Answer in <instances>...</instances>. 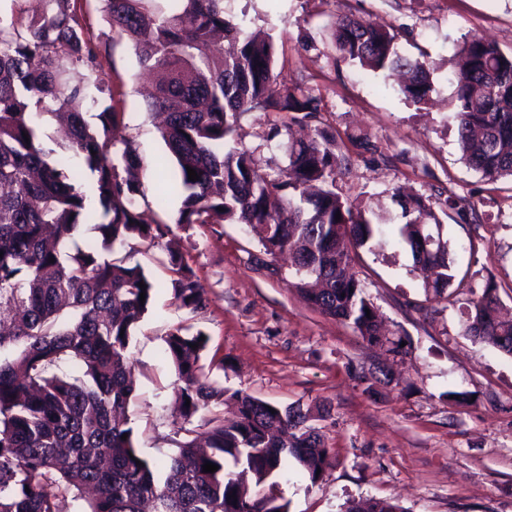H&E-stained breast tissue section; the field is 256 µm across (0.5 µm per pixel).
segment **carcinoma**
<instances>
[{"mask_svg": "<svg viewBox=\"0 0 512 512\" xmlns=\"http://www.w3.org/2000/svg\"><path fill=\"white\" fill-rule=\"evenodd\" d=\"M44 2L38 16L0 18V512H61L67 496L84 501L81 512H290L275 478L295 465L318 480L332 449L307 425L311 410L229 394L212 381L200 364L208 346L201 331L172 329L164 353L182 383L181 418L206 415L205 431L184 430L160 466L137 445L130 343L156 285L131 255L114 253L165 231L130 177L144 161L122 134L120 108L98 96L99 53L84 38L76 0ZM104 2L112 33L132 41L140 66L161 74L146 111L164 115L160 135L175 165L156 205L175 190L183 195L177 223L244 226L270 261L290 257L289 286L307 304L366 344L399 352L402 339L352 272L354 256L384 248L396 222L412 269L427 273L424 291L442 296L455 274L448 241L433 231L450 211L457 224H478L483 214L452 193L438 212L433 195L398 186L393 215L337 192L351 158L372 157L379 146L321 125V97L279 81L273 36L233 22L224 0ZM332 36L343 60L397 80L410 102L425 104L436 91L427 61L404 52L390 30L345 15ZM456 56L450 118L462 158L490 182L512 179V53L473 37ZM75 66L87 71L81 85L68 79ZM86 100L99 106L94 127ZM56 110L67 112V127L66 143L54 149L39 140L36 121ZM246 112L282 115L273 136L284 164L272 171L255 151L226 147ZM188 166L200 179H188ZM84 170L94 177L87 190ZM83 224L95 226L100 246L68 248ZM168 264L175 301L200 308L192 268L172 249ZM500 306L489 280L467 300L462 330L512 355V320L498 317ZM226 399L236 406L231 418L217 409ZM207 462L218 470L203 472ZM340 512L406 510L391 499L353 498Z\"/></svg>", "mask_w": 512, "mask_h": 512, "instance_id": "carcinoma-1", "label": "carcinoma"}]
</instances>
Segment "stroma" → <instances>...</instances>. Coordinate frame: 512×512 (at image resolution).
I'll list each match as a JSON object with an SVG mask.
<instances>
[{
	"label": "stroma",
	"instance_id": "35a3bbf8",
	"mask_svg": "<svg viewBox=\"0 0 512 512\" xmlns=\"http://www.w3.org/2000/svg\"><path fill=\"white\" fill-rule=\"evenodd\" d=\"M79 5L84 32L102 53L99 82L122 101L124 132L139 147L141 179L154 196L160 177L152 167L167 152L145 110L150 79L140 73L132 44L113 38L103 0ZM227 9L276 37L281 80L321 96V120L337 136L361 132L380 146L381 156L353 161L337 177V192L392 212L394 186L422 192L433 184L487 206L490 220L449 219L443 234L457 275L477 292L494 278L512 311V179L486 181L462 160L448 81L467 38L512 52V0H229ZM344 15L390 28L405 52L425 53L436 85L430 104H413L382 77L339 59L331 29ZM272 119L244 114L234 146L282 163L276 142L265 139ZM181 206V196L172 195L156 213L205 290L203 308L175 303L161 247L128 242L158 284L130 346L136 396L129 414L150 459L161 462L183 437L164 338L186 325L206 333L209 352L223 358L211 376L224 388L283 406L329 407V416L312 424L336 461L315 482L294 469L278 476L290 512H339L346 499L372 497L398 499L407 512H512V356L463 335L464 295L425 296L397 244L361 252L353 270L405 342L400 353H388L309 306L284 275L258 267L261 248L239 225H181ZM468 242L474 250H465ZM453 391L467 392L472 402L456 403Z\"/></svg>",
	"mask_w": 512,
	"mask_h": 512
}]
</instances>
